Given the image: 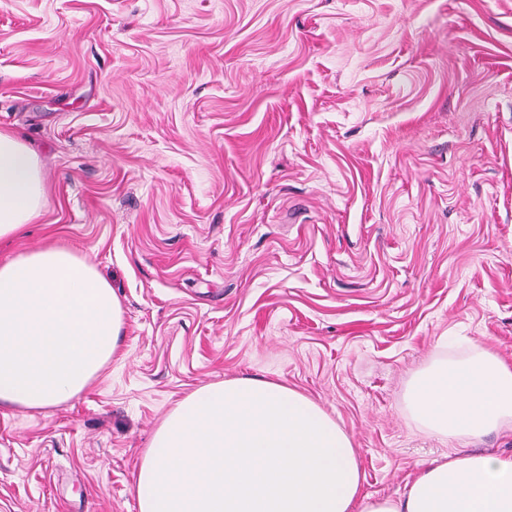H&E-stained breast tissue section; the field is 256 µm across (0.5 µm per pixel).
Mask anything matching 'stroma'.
<instances>
[{"label": "stroma", "mask_w": 512, "mask_h": 512, "mask_svg": "<svg viewBox=\"0 0 512 512\" xmlns=\"http://www.w3.org/2000/svg\"><path fill=\"white\" fill-rule=\"evenodd\" d=\"M0 127L62 244L124 309L79 397L0 406V512H138L141 454L200 386L296 389L363 493L446 454L409 381L512 362V0H0Z\"/></svg>", "instance_id": "obj_1"}]
</instances>
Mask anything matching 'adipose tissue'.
Segmentation results:
<instances>
[{
	"instance_id": "1",
	"label": "adipose tissue",
	"mask_w": 512,
	"mask_h": 512,
	"mask_svg": "<svg viewBox=\"0 0 512 512\" xmlns=\"http://www.w3.org/2000/svg\"><path fill=\"white\" fill-rule=\"evenodd\" d=\"M39 152L0 128V239L43 214ZM123 307L93 264L61 245L0 261V406L82 394L120 345ZM406 408L447 454L401 500L361 491L350 435L302 393L235 378L195 389L154 431L132 486L138 512H512V457L464 454L512 422V366L477 350L418 372Z\"/></svg>"
}]
</instances>
